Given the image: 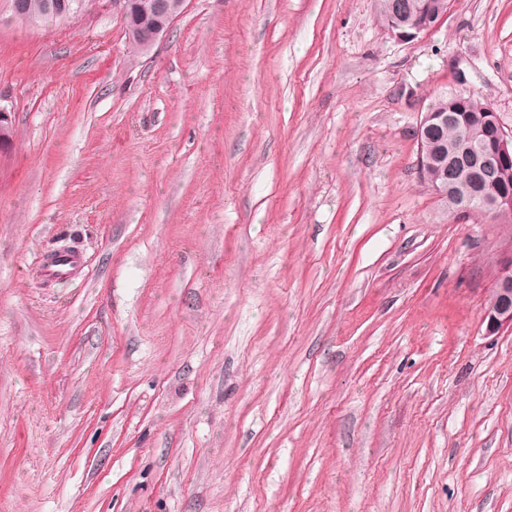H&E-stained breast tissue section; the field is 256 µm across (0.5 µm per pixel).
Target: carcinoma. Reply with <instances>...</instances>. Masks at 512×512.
<instances>
[{
	"mask_svg": "<svg viewBox=\"0 0 512 512\" xmlns=\"http://www.w3.org/2000/svg\"><path fill=\"white\" fill-rule=\"evenodd\" d=\"M50 2L51 0H26V9L23 12H17L10 6L8 14L0 22L35 26L62 21L50 9ZM490 110L488 104L469 92L461 96L452 92L442 95L428 108L430 112H447L453 116V121L448 125L430 131L421 150L427 152L440 145L448 146V175L452 176L454 182L453 192L448 198V214L454 220L467 214L475 219L482 217L475 202L483 195L512 194V165L498 172L494 181L480 188L474 180L471 166L455 162L456 147L465 141H476L484 153H491L496 142V131L485 122ZM465 207L471 208L467 214L463 212Z\"/></svg>",
	"mask_w": 512,
	"mask_h": 512,
	"instance_id": "obj_1",
	"label": "carcinoma"
}]
</instances>
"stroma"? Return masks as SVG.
<instances>
[{"mask_svg":"<svg viewBox=\"0 0 512 512\" xmlns=\"http://www.w3.org/2000/svg\"><path fill=\"white\" fill-rule=\"evenodd\" d=\"M461 85L512 131V0L0 24V512H512V224L416 170ZM115 10L124 22L129 35L135 37L141 52H150L156 42L172 27L182 13H172L168 0H136L144 12L150 13L154 3L153 14L140 15L135 0H111ZM390 1L379 0V20L387 27L390 20ZM393 21L387 27L391 37L400 42L412 41L422 34L435 28L439 22L432 25L436 18L434 11L424 13L410 11L402 1H393L391 5ZM45 272L53 278H66L74 268L76 260L73 255L45 257L41 260ZM497 284L495 295L483 316L487 335L512 329V260L501 267Z\"/></svg>","mask_w":512,"mask_h":512,"instance_id":"stroma-1","label":"stroma"}]
</instances>
